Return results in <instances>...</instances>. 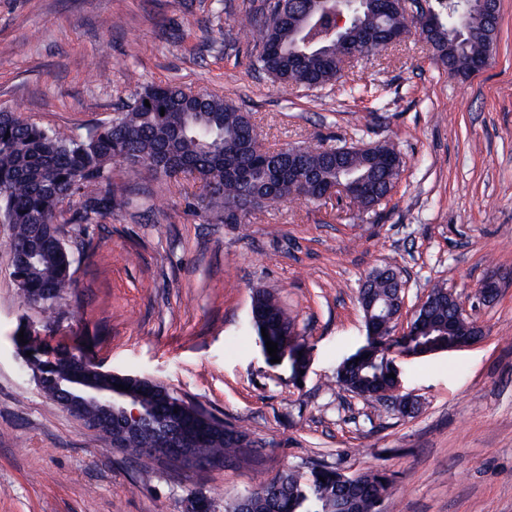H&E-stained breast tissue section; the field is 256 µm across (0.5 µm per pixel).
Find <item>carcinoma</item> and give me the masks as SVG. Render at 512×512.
Masks as SVG:
<instances>
[{
    "instance_id": "obj_1",
    "label": "carcinoma",
    "mask_w": 512,
    "mask_h": 512,
    "mask_svg": "<svg viewBox=\"0 0 512 512\" xmlns=\"http://www.w3.org/2000/svg\"><path fill=\"white\" fill-rule=\"evenodd\" d=\"M292 0H271L265 13L252 19L261 33L260 48L252 65L278 83L307 90L323 89L338 82L341 46L336 37L307 47L298 34ZM428 9L441 32L433 54L456 73L471 74L478 61H490L493 38L475 0H428ZM358 20L373 32L371 45L359 40L355 49L382 51L393 31L408 30L414 15L394 9L385 0L358 4ZM253 130L250 118L224 97L199 91L187 94L178 86L156 84L136 90L133 100L111 119L80 136L61 133L0 112V224L10 227L13 255L11 275L22 293L35 300L30 305L58 313L74 287V246L86 247L89 225L125 204L113 181L112 166L125 164L155 176L189 175L201 184L197 208L208 221L239 224L253 210L290 198L314 200L328 185L348 177L373 187L370 196L357 195L351 204L366 210L388 199L399 176V153L387 144L366 151H344L338 157L321 146L281 148L271 151L259 138L243 144ZM79 198V207L67 220L78 225L73 244L61 238L58 218L61 206ZM396 272L384 268L372 274L359 290L365 321L375 326L379 347L390 350L393 326L384 310L397 307ZM448 288L435 285L419 321L427 330L420 336L397 341L405 346L433 345L448 339L441 325L452 323L453 336L467 337L479 331L465 316H454ZM252 322L262 351L269 339L283 347L295 336L293 324L265 288L254 289ZM268 338H263L261 328ZM78 361L75 350L62 348L57 359L44 363L48 378L63 377ZM385 356L336 371V384L346 391L382 403H398L399 414L412 417L420 405L392 393ZM246 430L234 427L211 438L196 453L224 467L246 454L242 439ZM389 475L380 470L345 475L338 469L314 464L305 471L286 469L262 481L247 493V512H378L377 502L388 494Z\"/></svg>"
}]
</instances>
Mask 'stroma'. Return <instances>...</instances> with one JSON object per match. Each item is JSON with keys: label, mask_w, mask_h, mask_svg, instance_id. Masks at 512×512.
Here are the masks:
<instances>
[{"label": "stroma", "mask_w": 512, "mask_h": 512, "mask_svg": "<svg viewBox=\"0 0 512 512\" xmlns=\"http://www.w3.org/2000/svg\"><path fill=\"white\" fill-rule=\"evenodd\" d=\"M266 0H0V111L82 133L142 85L208 90L251 114L264 146L389 142L403 165L386 204L294 199L210 224L199 183L115 167L129 202L94 225L53 326L23 303L0 224V512H187L318 461L393 477L382 512H512V0L489 67L449 74L417 37L346 67L321 90L249 66L247 14ZM105 72V83L89 81ZM391 267L404 317L434 283L483 330L471 346L400 356L415 417L346 392L339 364L366 343L357 292ZM501 276L498 298L477 291ZM277 299L305 345L304 374L269 365L253 289ZM81 347L103 369L154 380L242 426L259 462L186 471L103 447L37 388L15 333Z\"/></svg>", "instance_id": "35a3bbf8"}]
</instances>
